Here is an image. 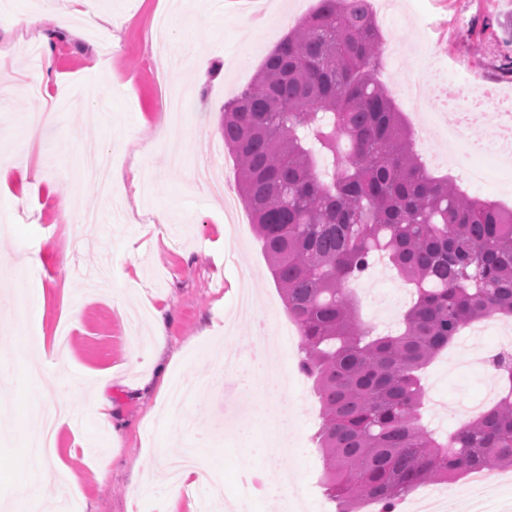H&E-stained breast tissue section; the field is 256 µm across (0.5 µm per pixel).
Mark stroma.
I'll list each match as a JSON object with an SVG mask.
<instances>
[{"mask_svg": "<svg viewBox=\"0 0 512 512\" xmlns=\"http://www.w3.org/2000/svg\"><path fill=\"white\" fill-rule=\"evenodd\" d=\"M53 2L55 8L48 12L38 0H10L11 11L38 14L42 30L54 42L51 93L81 101L57 113L40 138H31L22 121L35 106L24 89L35 74L28 54L31 41L0 28V50L12 60L0 80V163L16 171L42 172L40 184L14 182L0 201V225L23 232L17 244L0 237V336L11 338L9 360L16 368L8 376L13 421L0 428V460L11 467L10 476L0 481V512H22L35 496L50 504L64 497V483L35 480L39 469L60 462L82 494L64 512H169L171 486L160 473L166 460L186 453L195 434L211 446L200 464L223 487L224 512H233L242 499L249 512H279L282 488L245 496L238 472L246 457L255 471L296 478L306 492L301 512H327L320 484L323 461L313 442L322 422L313 382L295 368L297 327L272 279L240 196L235 159L221 133L224 104L253 82L265 57L318 0H210L209 14L197 0H184L185 25L171 34L169 44L199 46L201 57L189 66L167 67L154 63L153 35L166 0H102L103 12L114 19L107 54L67 12L63 0ZM372 3L385 43L377 77L404 113L414 151L435 174L450 176L460 190H468L456 156L495 140L498 130L472 124L456 152H449L448 114L436 103L446 82L466 74L496 86L501 98H512V75L500 70L502 61L512 57L507 35L512 0H401L393 14L382 11V0ZM174 85L191 108L181 128L185 161L218 167L223 195L187 181L172 166L169 149L155 143V119ZM90 101L111 113V124L83 121ZM148 144L153 150L142 185L131 189V167ZM105 152L112 155L114 192L107 198L86 188L78 205L100 221L75 236L69 216L48 187L81 185L86 163ZM156 213L167 217L160 235L146 223ZM28 252L41 259L32 272L21 266ZM32 286L44 290L37 310L24 300ZM352 288L360 321L381 334L401 330L402 317L416 297L412 284L380 264ZM150 303L167 307L165 350L182 357L179 381L199 384L178 417L166 415V398L140 387L153 355L141 352L139 341L150 327L134 326L132 315ZM257 319L268 334L262 344L252 329ZM478 328L475 322L467 325L421 372L426 389L422 422L444 436L457 427L447 417L449 407L485 398L494 402L500 395L499 384L480 364L498 338L479 334ZM38 335L47 351L36 361L29 346ZM215 336L224 337L238 354L242 372L265 353L289 375L278 397L292 410L280 429L288 454L271 461L260 453L267 422L252 419L251 413L268 399L244 388L239 374L225 375L211 342ZM133 356L138 359L134 365L129 362ZM28 370L60 374L79 386L70 401L72 424L57 430L56 448L38 460L23 447L31 415L21 404L30 391L22 377ZM107 372L114 375L112 384L96 391ZM99 395L112 404L108 429L87 415L88 402ZM136 478L143 489L152 487V494L131 492Z\"/></svg>", "mask_w": 512, "mask_h": 512, "instance_id": "obj_1", "label": "stroma"}]
</instances>
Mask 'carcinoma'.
I'll use <instances>...</instances> for the list:
<instances>
[{
  "mask_svg": "<svg viewBox=\"0 0 512 512\" xmlns=\"http://www.w3.org/2000/svg\"><path fill=\"white\" fill-rule=\"evenodd\" d=\"M383 51L371 0H318L224 105L222 124L299 329L297 368L315 381L322 486L338 512L366 498L395 512L424 482L512 468L509 352L492 358L496 404L443 440L421 423L423 368L466 325L512 317V210L424 168L402 112L372 77ZM381 255L416 289L397 335L361 323L349 288Z\"/></svg>",
  "mask_w": 512,
  "mask_h": 512,
  "instance_id": "obj_1",
  "label": "carcinoma"
}]
</instances>
